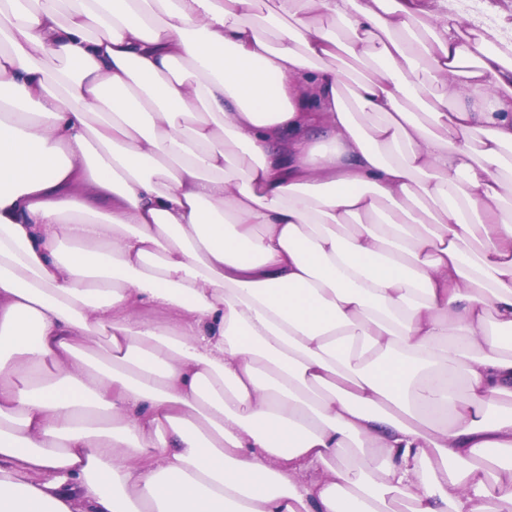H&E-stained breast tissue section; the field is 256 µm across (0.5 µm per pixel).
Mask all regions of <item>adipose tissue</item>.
<instances>
[{"instance_id": "ef3b65f1", "label": "adipose tissue", "mask_w": 512, "mask_h": 512, "mask_svg": "<svg viewBox=\"0 0 512 512\" xmlns=\"http://www.w3.org/2000/svg\"><path fill=\"white\" fill-rule=\"evenodd\" d=\"M256 6L0 0V512H512V52Z\"/></svg>"}]
</instances>
